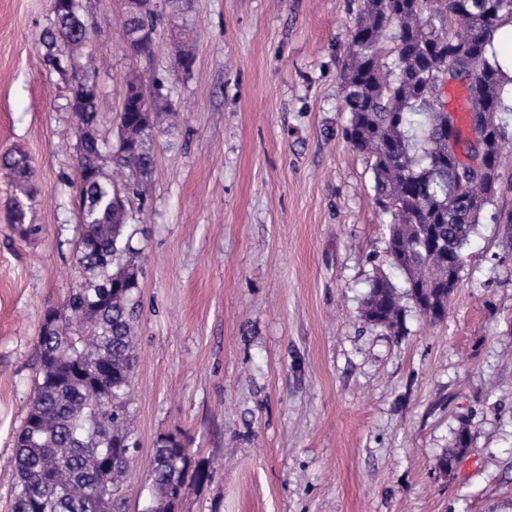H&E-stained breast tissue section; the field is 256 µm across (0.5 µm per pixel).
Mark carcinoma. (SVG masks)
<instances>
[{"instance_id": "cac0c4a2", "label": "carcinoma", "mask_w": 512, "mask_h": 512, "mask_svg": "<svg viewBox=\"0 0 512 512\" xmlns=\"http://www.w3.org/2000/svg\"><path fill=\"white\" fill-rule=\"evenodd\" d=\"M53 0L56 33L45 40L48 61L71 71V80L94 71V61L76 63L91 36L82 0ZM144 18L123 15L122 37L156 30L166 9ZM512 18V0H363L342 66L347 142L366 155L375 204L391 215L387 252L404 276L405 292L388 276L371 280L363 317L397 332L403 299L448 309L444 288L455 268H464L482 211L512 192L499 173L508 139L502 101L503 77L486 48L501 17ZM390 53H383L386 42ZM463 87L465 116L448 108L442 90ZM164 108L155 104L126 113L125 133L137 145L112 149L86 144L78 134L81 171L76 264L80 279L69 288L61 315L37 339L38 378L26 419L16 433L9 512H126L124 480L136 450L132 442L130 387L139 357L140 251L133 245L130 210L114 201L124 186L143 194L154 165L153 131ZM500 139L490 147L496 187L469 165L482 143L478 127ZM111 160L114 177L104 171ZM25 209L13 208L11 223L24 239L40 232L27 222L35 196L26 154L0 158ZM185 443L162 436L150 461L151 512H174L188 487Z\"/></svg>"}]
</instances>
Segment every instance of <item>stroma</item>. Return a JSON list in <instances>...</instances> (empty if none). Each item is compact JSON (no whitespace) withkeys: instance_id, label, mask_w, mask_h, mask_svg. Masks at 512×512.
Masks as SVG:
<instances>
[{"instance_id":"obj_1","label":"stroma","mask_w":512,"mask_h":512,"mask_svg":"<svg viewBox=\"0 0 512 512\" xmlns=\"http://www.w3.org/2000/svg\"><path fill=\"white\" fill-rule=\"evenodd\" d=\"M361 5L184 0L151 57L109 36L87 44L104 150L124 75L160 80L172 114L132 204L144 275L128 512L148 504L149 461L170 433L209 473L180 512H512V249L492 220L512 193L482 213L444 319L408 301L401 331L364 322L373 276L400 273L370 166L343 136L342 60ZM55 28L51 0H0V156L27 154L40 228L24 239L12 226L0 168V506L43 313L78 278L70 77L42 44Z\"/></svg>"}]
</instances>
